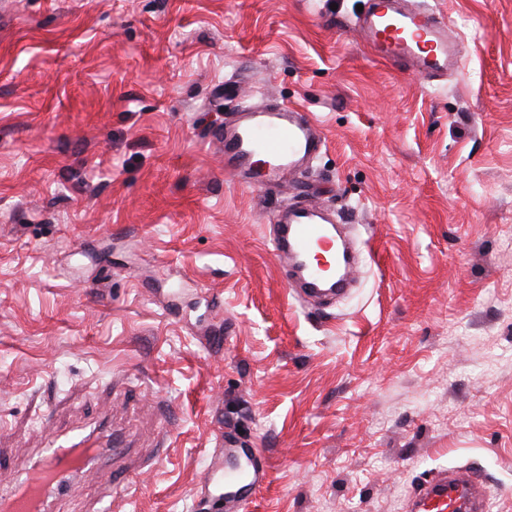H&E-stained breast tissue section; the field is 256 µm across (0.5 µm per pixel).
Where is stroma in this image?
<instances>
[{"mask_svg": "<svg viewBox=\"0 0 512 512\" xmlns=\"http://www.w3.org/2000/svg\"><path fill=\"white\" fill-rule=\"evenodd\" d=\"M361 0H0V473L105 419L135 445L58 512H217L220 436L267 455L246 512H411L471 468L512 512V0H426L437 81L377 59ZM272 97L325 146L291 189L224 172ZM315 192L358 286L300 299L269 218ZM164 404L166 420L155 415Z\"/></svg>", "mask_w": 512, "mask_h": 512, "instance_id": "obj_1", "label": "stroma"}]
</instances>
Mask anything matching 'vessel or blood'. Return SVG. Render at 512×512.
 Segmentation results:
<instances>
[{
    "label": "vessel or blood",
    "instance_id": "b4317fda",
    "mask_svg": "<svg viewBox=\"0 0 512 512\" xmlns=\"http://www.w3.org/2000/svg\"><path fill=\"white\" fill-rule=\"evenodd\" d=\"M357 28L375 56L423 77L441 76L461 66L459 39L447 22L430 9L409 7L407 0H367ZM223 138L225 171L239 184H255L264 191L295 181L324 145L308 113L278 103L242 106L239 118L225 123ZM259 155L266 156L267 167L257 182L253 166ZM272 242L278 261L299 276L307 296L343 293L355 279L352 248L337 237L321 204L302 199L278 211L272 220ZM120 446L102 424L78 437L52 438L42 462L19 461V479L0 496V512H46L49 492L60 497L71 493L65 475L80 473ZM267 469L261 449L241 447L228 437L212 455L204 477L223 475L228 499L244 507L265 485ZM414 497L416 512H485L480 490L462 472L425 481Z\"/></svg>",
    "mask_w": 512,
    "mask_h": 512
}]
</instances>
